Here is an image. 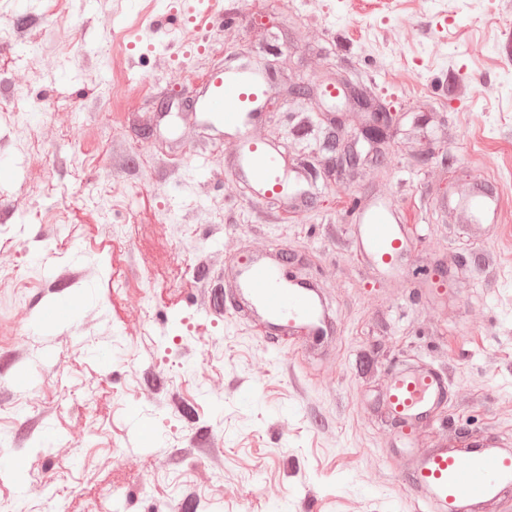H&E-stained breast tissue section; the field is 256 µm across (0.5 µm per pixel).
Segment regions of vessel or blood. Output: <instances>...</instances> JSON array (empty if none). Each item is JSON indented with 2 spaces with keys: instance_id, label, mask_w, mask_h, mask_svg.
<instances>
[{
  "instance_id": "vessel-or-blood-1",
  "label": "vessel or blood",
  "mask_w": 512,
  "mask_h": 512,
  "mask_svg": "<svg viewBox=\"0 0 512 512\" xmlns=\"http://www.w3.org/2000/svg\"><path fill=\"white\" fill-rule=\"evenodd\" d=\"M265 73L240 64L210 71L202 79L195 113L220 126L235 144L228 164L232 183L246 185L252 203L291 200L294 182L288 160L273 144L256 138L252 129L268 94ZM385 204L360 208L354 237L373 268L395 276L410 257V244L400 224L392 222ZM228 296L248 297L276 334L308 339L324 335L326 314L311 285L291 278L285 264L271 254L254 252L228 269ZM449 379L436 368L420 366L394 373L379 399V411L392 425L397 444L415 451L413 467L402 481L411 492L425 493L436 512H464L512 494V452L493 439L461 446L448 441L416 452V432L432 420L446 398Z\"/></svg>"
}]
</instances>
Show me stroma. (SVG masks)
Here are the masks:
<instances>
[{
	"label": "stroma",
	"instance_id": "35a3bbf8",
	"mask_svg": "<svg viewBox=\"0 0 512 512\" xmlns=\"http://www.w3.org/2000/svg\"><path fill=\"white\" fill-rule=\"evenodd\" d=\"M235 19H225L228 9ZM17 25L0 45V109L44 91L0 132V504L25 512H416L376 405L391 370L428 361L451 380L423 426L512 446V227L474 233L450 207L512 188V0H0ZM411 19L402 50L386 34ZM80 45H73L75 33ZM120 59L130 91L115 92ZM291 60L324 87L355 72L395 121L384 166L337 170L324 143L358 113L268 92L259 134L301 173L298 205L227 193L232 147L190 118L200 76ZM495 151L500 171L475 159ZM203 169H194L193 160ZM119 183L123 197L97 195ZM71 194L61 199V185ZM405 219L412 256L381 277L352 244L373 198ZM286 251L331 320L317 343L270 344L245 303L224 297L227 240ZM149 280H141L140 272ZM126 276L122 289L113 273ZM446 286L436 298L433 288ZM66 299L70 320L42 324ZM264 373L252 370L256 357ZM30 370L19 388L14 368Z\"/></svg>",
	"mask_w": 512,
	"mask_h": 512
}]
</instances>
